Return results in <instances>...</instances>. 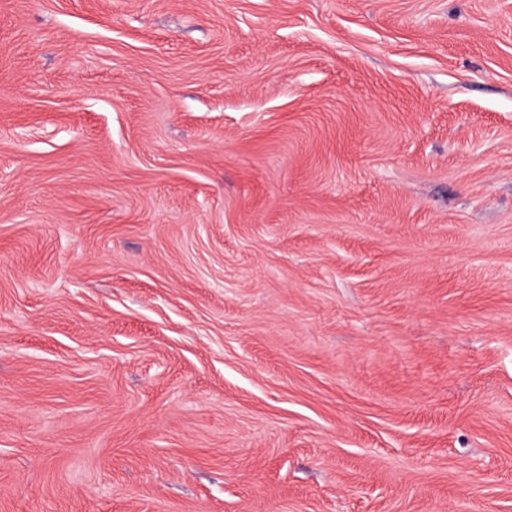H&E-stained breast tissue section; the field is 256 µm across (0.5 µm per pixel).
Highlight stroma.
Instances as JSON below:
<instances>
[{
  "label": "stroma",
  "instance_id": "1",
  "mask_svg": "<svg viewBox=\"0 0 512 512\" xmlns=\"http://www.w3.org/2000/svg\"><path fill=\"white\" fill-rule=\"evenodd\" d=\"M0 512H512V0H0Z\"/></svg>",
  "mask_w": 512,
  "mask_h": 512
}]
</instances>
